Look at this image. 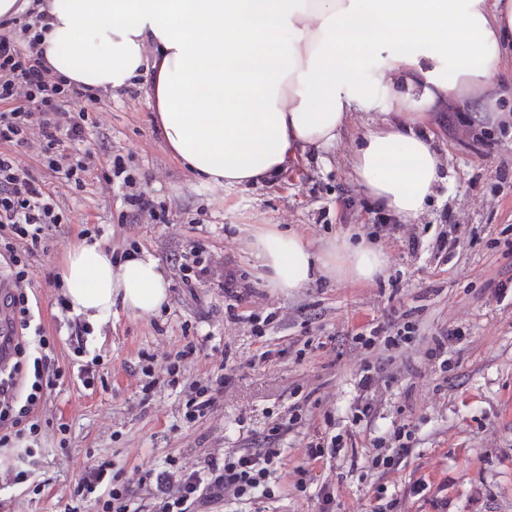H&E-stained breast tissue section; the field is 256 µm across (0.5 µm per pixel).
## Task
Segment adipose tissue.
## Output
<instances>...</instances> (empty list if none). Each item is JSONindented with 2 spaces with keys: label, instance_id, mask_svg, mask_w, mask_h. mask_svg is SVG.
<instances>
[{
  "label": "adipose tissue",
  "instance_id": "adipose-tissue-1",
  "mask_svg": "<svg viewBox=\"0 0 512 512\" xmlns=\"http://www.w3.org/2000/svg\"><path fill=\"white\" fill-rule=\"evenodd\" d=\"M30 8L47 16L41 42L58 74L112 94L146 81L166 147L212 185L263 184L335 147L352 113L372 114L350 155L354 179L404 222L441 181L421 126L493 90L512 46V0H0V18ZM251 236L279 293L320 275L369 282L388 265L364 240L317 249L274 224ZM60 279L95 326L114 305L146 315L169 300L145 251L116 262L81 245Z\"/></svg>",
  "mask_w": 512,
  "mask_h": 512
}]
</instances>
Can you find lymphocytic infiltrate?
<instances>
[{"label": "lymphocytic infiltrate", "instance_id": "lymphocytic-infiltrate-1", "mask_svg": "<svg viewBox=\"0 0 512 512\" xmlns=\"http://www.w3.org/2000/svg\"><path fill=\"white\" fill-rule=\"evenodd\" d=\"M41 20L32 11L0 20V282L6 285L0 304L8 312L9 327L0 353L10 358L8 366L0 368V447L41 432L37 411L44 402L45 387L58 372L53 347L35 321L26 286L34 275L31 260L47 232L68 221L47 182L21 168L16 156L32 140H39L42 165L50 176L73 189L85 188L89 168L72 150L86 139L89 115L84 109L70 115L65 106L79 99L98 101L92 89L72 84L47 67L37 31ZM103 178L110 184L120 183L130 212L165 223V207L140 190L137 177L121 158L111 161ZM280 454L277 448H251L221 460L214 458L204 471H182L171 489L154 484L150 471L133 488L99 465L86 472L80 490L89 495L104 490L102 512H131L141 487L155 489L159 512H203L217 500L270 496L268 482Z\"/></svg>", "mask_w": 512, "mask_h": 512}]
</instances>
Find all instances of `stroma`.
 <instances>
[{
	"label": "stroma",
	"mask_w": 512,
	"mask_h": 512,
	"mask_svg": "<svg viewBox=\"0 0 512 512\" xmlns=\"http://www.w3.org/2000/svg\"><path fill=\"white\" fill-rule=\"evenodd\" d=\"M89 117V166L83 190L52 180L68 223L53 228L32 264L29 297L54 341L60 377L39 416V465L14 479L16 456L0 461V512H99L78 484L88 467L109 464L137 486L145 471L176 482L209 459L262 448L287 407L303 404V422L274 447L282 451L275 495L218 502L207 512H321L330 487L332 512H512V125L476 124L472 110L438 112L427 131L444 159L442 182L424 212L391 228L386 214L356 185L348 155L370 114L350 120L348 141L289 166L271 182L233 188L203 183L166 148L156 131L147 86L100 94ZM122 157L140 186L168 211V223L132 218L117 186L101 173ZM281 224L314 247L333 237H365L386 252L384 273L369 283L316 279L290 294L272 292L259 276L248 228ZM102 227L99 242L120 258L128 248L152 254L169 281V301L137 315L116 309L94 328L91 355L101 364L93 386L72 363L67 318L56 280L81 232ZM447 232L456 245L433 248ZM417 240L418 250L407 247ZM203 253L208 274L182 282L181 256ZM236 295L224 291L226 273ZM413 337L398 346L355 340L376 326ZM463 340L442 370L429 353L453 330ZM193 354H186L188 345ZM152 355L150 374L141 358ZM179 384H168V367ZM377 377L358 383L364 369ZM223 388H216L220 376ZM214 386L204 415L186 419L191 387ZM370 400L368 421L350 418ZM334 434L344 446L312 461L309 442ZM404 435L406 451L388 468L369 458L379 443ZM304 476H296V468Z\"/></svg>",
	"instance_id": "obj_1"
}]
</instances>
